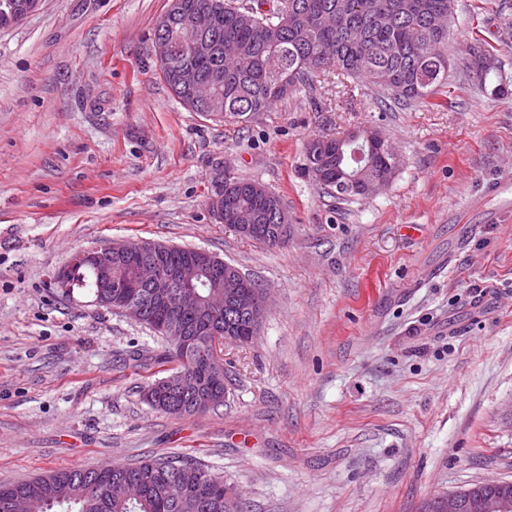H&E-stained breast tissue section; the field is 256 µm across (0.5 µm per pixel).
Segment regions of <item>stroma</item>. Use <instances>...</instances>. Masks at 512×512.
Wrapping results in <instances>:
<instances>
[{
  "instance_id": "35a3bbf8",
  "label": "stroma",
  "mask_w": 512,
  "mask_h": 512,
  "mask_svg": "<svg viewBox=\"0 0 512 512\" xmlns=\"http://www.w3.org/2000/svg\"><path fill=\"white\" fill-rule=\"evenodd\" d=\"M168 0H43L0 31V484L78 465L195 460L244 512H423L512 481V0H455L447 105L378 103L335 78L249 119L187 111L159 75ZM378 128L400 165L338 202L307 143ZM278 194L270 249L211 215L215 165ZM205 249L266 289L251 343L225 344L227 393L190 417L141 398L160 336L61 295L51 273L101 243Z\"/></svg>"
}]
</instances>
